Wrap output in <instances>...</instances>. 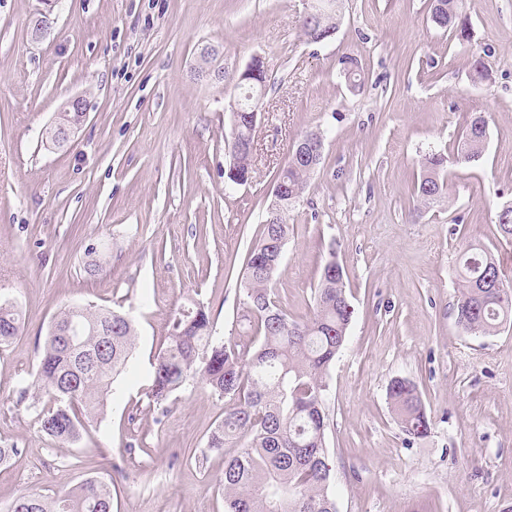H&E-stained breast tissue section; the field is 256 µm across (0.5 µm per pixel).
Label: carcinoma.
<instances>
[{
  "label": "carcinoma",
  "instance_id": "obj_1",
  "mask_svg": "<svg viewBox=\"0 0 512 512\" xmlns=\"http://www.w3.org/2000/svg\"><path fill=\"white\" fill-rule=\"evenodd\" d=\"M430 20L451 31L460 42L470 39L462 0H431ZM488 120L475 114L453 150V161L466 166L479 160L480 138ZM448 156L425 155L423 174L415 186L417 199L431 204L448 194L442 172ZM312 173L310 161L289 154L288 168L279 175L283 197L267 217L259 241L250 250L238 286L240 305L261 343L240 349L215 335L207 306L192 300L170 314L165 347L154 356L147 396L165 410L172 396L202 386L224 400V417L210 432L207 449L240 444L224 461L218 493L224 512H336L332 468L326 455L327 373L344 346L354 308L346 295L345 268L336 259L325 262L314 290L311 316L290 319L272 298L271 282L288 240V213L304 192ZM502 237L512 240V209L495 214ZM500 270L495 255L478 244L468 245L458 258L461 283L456 319L461 330L486 336L512 324V288L504 296L478 284ZM77 324V336H61ZM22 332L18 311L0 301V344ZM137 339L125 314L93 305L65 307L52 318L37 367V381L49 405L38 414L43 433L59 442L79 439L81 417L94 414L113 384L126 370ZM387 397L403 431L422 439L431 431L416 389L406 378L391 379ZM9 512H112L111 483L88 477L50 495L25 493Z\"/></svg>",
  "mask_w": 512,
  "mask_h": 512
}]
</instances>
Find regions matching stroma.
Segmentation results:
<instances>
[{
	"instance_id": "35a3bbf8",
	"label": "stroma",
	"mask_w": 512,
	"mask_h": 512,
	"mask_svg": "<svg viewBox=\"0 0 512 512\" xmlns=\"http://www.w3.org/2000/svg\"><path fill=\"white\" fill-rule=\"evenodd\" d=\"M310 0H0V300L20 336L0 346V512L24 493L88 476L112 482L113 512H224L217 483L229 445L205 452L224 403L179 392L167 410L145 394L171 311L190 299L239 348L258 337L236 295L277 177L305 132L321 164L295 204L272 280L296 321L312 311L329 258L355 309L328 376L326 440L337 512H512V325L471 336L456 324L460 250L489 248L512 279L497 208L512 200V0H463L469 42L436 29L429 0H340L323 44L300 24ZM49 23L33 41L37 17ZM227 71L262 56L251 180L228 183L231 80L196 72L199 45ZM361 64L354 90L341 60ZM485 65L475 77L474 60ZM88 119L61 148L42 133L73 96ZM482 158L448 164L451 201L422 205L420 162L451 153L474 114ZM96 249L101 265L87 268ZM122 307L138 332L133 371L77 442L40 429L36 382L63 307ZM413 381L433 426L401 429L389 381ZM206 454L204 468L194 455Z\"/></svg>"
}]
</instances>
